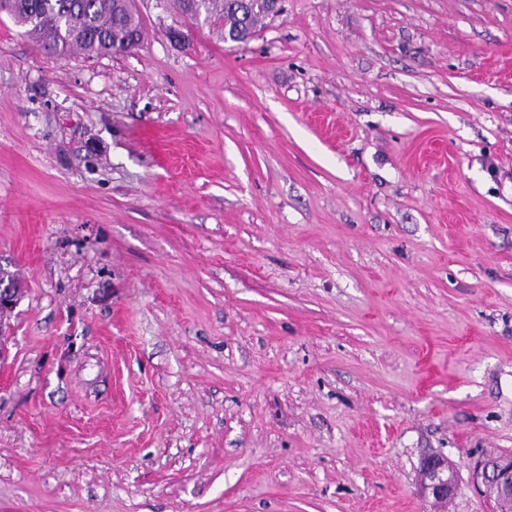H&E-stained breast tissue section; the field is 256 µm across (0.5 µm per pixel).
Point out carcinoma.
Wrapping results in <instances>:
<instances>
[{"label": "carcinoma", "mask_w": 512, "mask_h": 512, "mask_svg": "<svg viewBox=\"0 0 512 512\" xmlns=\"http://www.w3.org/2000/svg\"><path fill=\"white\" fill-rule=\"evenodd\" d=\"M189 21L196 16L221 37L251 38L267 25V0H163ZM0 12L36 46L67 57L122 55L142 42L135 0H0Z\"/></svg>", "instance_id": "obj_1"}]
</instances>
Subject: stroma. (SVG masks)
Listing matches in <instances>:
<instances>
[{
  "label": "stroma",
  "instance_id": "stroma-1",
  "mask_svg": "<svg viewBox=\"0 0 512 512\" xmlns=\"http://www.w3.org/2000/svg\"><path fill=\"white\" fill-rule=\"evenodd\" d=\"M120 57L0 14V512H451L512 456V0H136ZM166 9L172 10L189 21L196 16L225 39L233 35L242 40L254 36L258 29L265 27L270 18L266 0H163ZM271 20H269L270 22ZM227 43H241L230 40ZM9 272L0 266V312L12 310L19 301V288L8 281ZM459 489L454 463L440 454L424 457L417 476V492L425 501L448 504Z\"/></svg>",
  "mask_w": 512,
  "mask_h": 512
}]
</instances>
